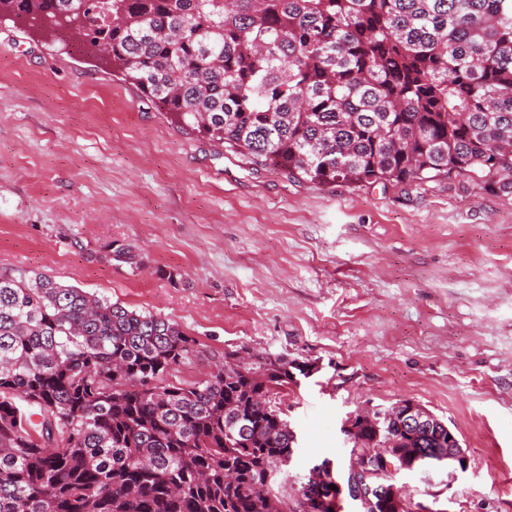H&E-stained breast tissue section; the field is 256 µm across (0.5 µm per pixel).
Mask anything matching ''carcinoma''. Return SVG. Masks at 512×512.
Listing matches in <instances>:
<instances>
[{
  "instance_id": "obj_1",
  "label": "carcinoma",
  "mask_w": 512,
  "mask_h": 512,
  "mask_svg": "<svg viewBox=\"0 0 512 512\" xmlns=\"http://www.w3.org/2000/svg\"><path fill=\"white\" fill-rule=\"evenodd\" d=\"M85 33L173 122L287 178L512 192V0H0ZM112 259L140 267L125 245ZM170 319L45 276L0 273V512H295L288 363L183 383ZM388 458L411 470L434 440ZM360 426L352 447L378 444ZM310 512L320 485L295 480Z\"/></svg>"
}]
</instances>
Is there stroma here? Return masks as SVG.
<instances>
[{
    "label": "stroma",
    "mask_w": 512,
    "mask_h": 512,
    "mask_svg": "<svg viewBox=\"0 0 512 512\" xmlns=\"http://www.w3.org/2000/svg\"><path fill=\"white\" fill-rule=\"evenodd\" d=\"M0 270L176 321L197 341L175 371L186 383L241 348L319 364L282 397L291 474L346 467L348 415L411 399L455 430L468 469L400 472L406 494L512 512V194L464 177L288 180L4 18Z\"/></svg>",
    "instance_id": "35a3bbf8"
}]
</instances>
